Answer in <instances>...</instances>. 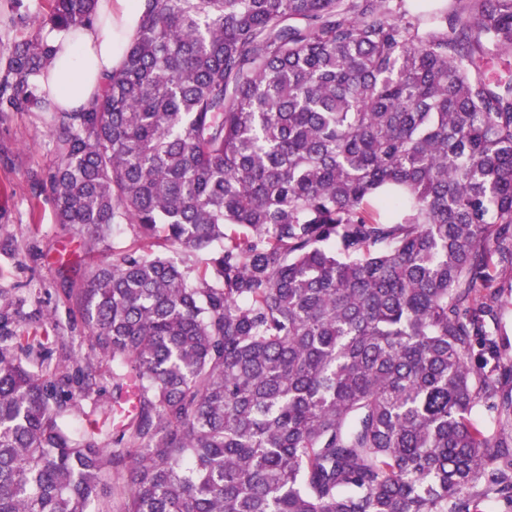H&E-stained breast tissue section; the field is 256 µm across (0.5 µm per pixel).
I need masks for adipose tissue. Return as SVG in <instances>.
I'll return each instance as SVG.
<instances>
[{
    "label": "adipose tissue",
    "mask_w": 512,
    "mask_h": 512,
    "mask_svg": "<svg viewBox=\"0 0 512 512\" xmlns=\"http://www.w3.org/2000/svg\"><path fill=\"white\" fill-rule=\"evenodd\" d=\"M142 10L143 0H98L93 24L60 41L43 73L61 111H84L101 94L106 75L117 66L116 37L135 32Z\"/></svg>",
    "instance_id": "adipose-tissue-1"
}]
</instances>
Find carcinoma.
<instances>
[{"mask_svg":"<svg viewBox=\"0 0 512 512\" xmlns=\"http://www.w3.org/2000/svg\"><path fill=\"white\" fill-rule=\"evenodd\" d=\"M50 2L66 37L97 0ZM405 2L144 0L102 93L54 113L58 222L136 227L76 293L130 409L110 448L74 434L92 368L8 334L0 512H104L110 467L123 512L512 510V432L470 422L512 425V0ZM56 51L15 43L0 96L51 111ZM499 309L502 315V330L500 338H503L509 346L502 350V358L505 369L512 365V291L510 288H501L499 296ZM102 482L108 490L112 491V495L109 498L112 512H122L124 498L129 492L126 472L110 468L102 476Z\"/></svg>","mask_w":512,"mask_h":512,"instance_id":"1","label":"carcinoma"}]
</instances>
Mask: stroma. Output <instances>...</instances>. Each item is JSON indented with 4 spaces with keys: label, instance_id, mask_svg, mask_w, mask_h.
<instances>
[{
    "label": "stroma",
    "instance_id": "1",
    "mask_svg": "<svg viewBox=\"0 0 512 512\" xmlns=\"http://www.w3.org/2000/svg\"><path fill=\"white\" fill-rule=\"evenodd\" d=\"M49 0H0V75L7 50L34 34L54 38L46 23ZM55 166L51 115L0 105V304L13 302L11 329L44 337L42 354L64 371L91 362L105 388L70 408L64 420L83 430L90 422H116L108 386L112 363L101 356L75 298L91 260L118 252L134 238L129 224L89 245L78 228L58 223L49 176Z\"/></svg>",
    "mask_w": 512,
    "mask_h": 512
}]
</instances>
